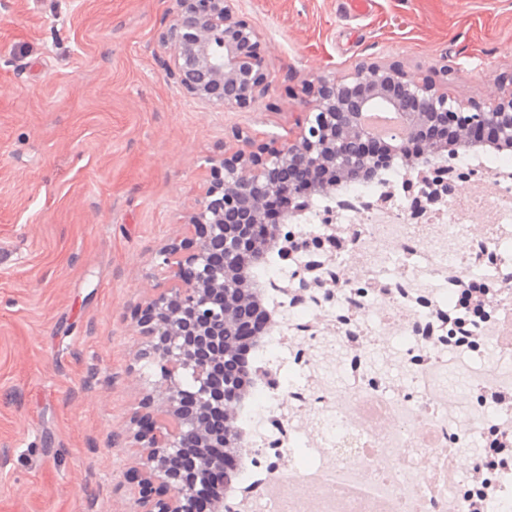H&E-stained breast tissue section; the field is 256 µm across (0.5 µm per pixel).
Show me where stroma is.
<instances>
[{
  "mask_svg": "<svg viewBox=\"0 0 512 512\" xmlns=\"http://www.w3.org/2000/svg\"><path fill=\"white\" fill-rule=\"evenodd\" d=\"M238 9L273 83L213 112L166 75L173 0H0V512H128L137 450L108 439L161 392L132 313L234 129L286 137L310 82L366 62L480 104L512 89V0Z\"/></svg>",
  "mask_w": 512,
  "mask_h": 512,
  "instance_id": "1",
  "label": "stroma"
}]
</instances>
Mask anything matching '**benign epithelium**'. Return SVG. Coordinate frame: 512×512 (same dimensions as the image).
Listing matches in <instances>:
<instances>
[{"label":"benign epithelium","instance_id":"benign-epithelium-1","mask_svg":"<svg viewBox=\"0 0 512 512\" xmlns=\"http://www.w3.org/2000/svg\"><path fill=\"white\" fill-rule=\"evenodd\" d=\"M172 23L161 35L169 47L166 75L185 96L214 111L255 106L273 81L254 26L239 16L237 0H175ZM309 111L285 138L261 141L235 133L237 144L209 161L210 180L185 222L184 237L158 252L170 285L134 313L150 338L138 359L159 371L161 398L149 396L126 430L142 448L130 512H186L197 486L225 480L224 456L210 452L240 441L231 425L237 399L224 397L218 367L224 337L236 330L258 298L242 294L244 272L264 226L272 196L329 195L340 182L365 178L377 166L373 137L359 124L376 103L409 102L396 145L420 143L410 166L440 154L448 128L459 140L491 136L512 147V91L475 109L430 82L409 79L395 65L362 63L342 77H321L310 89Z\"/></svg>","mask_w":512,"mask_h":512}]
</instances>
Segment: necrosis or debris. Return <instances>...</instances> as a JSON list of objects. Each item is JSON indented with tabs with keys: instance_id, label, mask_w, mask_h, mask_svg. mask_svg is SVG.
Listing matches in <instances>:
<instances>
[{
	"instance_id": "obj_1",
	"label": "necrosis or debris",
	"mask_w": 512,
	"mask_h": 512,
	"mask_svg": "<svg viewBox=\"0 0 512 512\" xmlns=\"http://www.w3.org/2000/svg\"><path fill=\"white\" fill-rule=\"evenodd\" d=\"M488 195L460 193L413 214L392 191L402 167L297 210L288 262L261 269L272 321L251 364L258 375L237 420L244 464L224 512H512V458L487 467L486 439L512 442V157L455 155L439 168ZM337 235L317 283L302 287V242ZM484 283L487 314H463L457 295ZM459 323L474 345L441 344ZM396 338L394 384L370 354ZM334 354L341 386L317 376ZM305 462L296 465L297 452ZM468 455L479 495L462 487ZM287 482V494L274 485Z\"/></svg>"
}]
</instances>
